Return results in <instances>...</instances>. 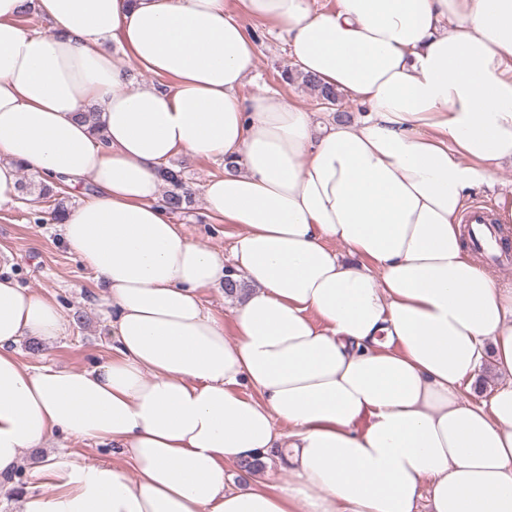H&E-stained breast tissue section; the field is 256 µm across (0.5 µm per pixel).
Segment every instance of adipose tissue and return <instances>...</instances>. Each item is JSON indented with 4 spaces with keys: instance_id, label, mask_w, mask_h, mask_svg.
I'll return each instance as SVG.
<instances>
[{
    "instance_id": "obj_1",
    "label": "adipose tissue",
    "mask_w": 512,
    "mask_h": 512,
    "mask_svg": "<svg viewBox=\"0 0 512 512\" xmlns=\"http://www.w3.org/2000/svg\"><path fill=\"white\" fill-rule=\"evenodd\" d=\"M28 8L48 32L20 24ZM249 19L364 114L320 128L242 96ZM511 64L512 0H0V204L23 172L91 180L61 231L114 336L89 369L22 366L20 339L55 340L64 317L0 273V479L60 434L133 469L58 452L52 494L20 512H512V282L462 229L512 162ZM92 103L101 144L78 118ZM178 155L224 162L202 194L232 265L168 215ZM239 278L228 330L200 293ZM488 354L507 382L478 401ZM279 448L287 482L225 486Z\"/></svg>"
}]
</instances>
